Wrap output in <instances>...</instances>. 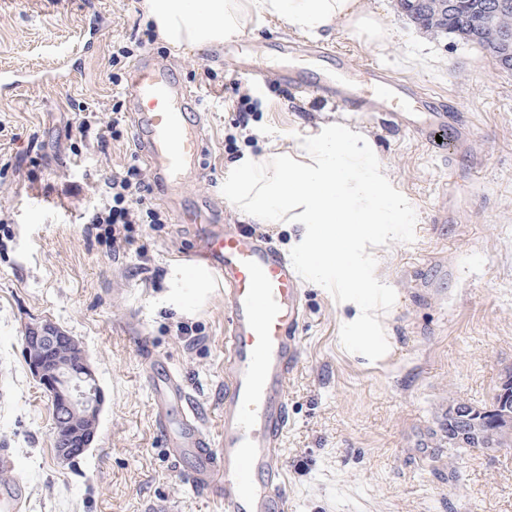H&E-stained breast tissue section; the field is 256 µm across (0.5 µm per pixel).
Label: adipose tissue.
Masks as SVG:
<instances>
[{"label":"adipose tissue","instance_id":"ef3b65f1","mask_svg":"<svg viewBox=\"0 0 512 512\" xmlns=\"http://www.w3.org/2000/svg\"><path fill=\"white\" fill-rule=\"evenodd\" d=\"M145 10L167 42L201 48L240 35L250 17L275 16L289 28L317 34L327 30L354 29L379 41L384 30L368 13L365 0H145ZM352 320L367 329L365 353L377 357L388 349L379 316L362 291L350 300Z\"/></svg>","mask_w":512,"mask_h":512}]
</instances>
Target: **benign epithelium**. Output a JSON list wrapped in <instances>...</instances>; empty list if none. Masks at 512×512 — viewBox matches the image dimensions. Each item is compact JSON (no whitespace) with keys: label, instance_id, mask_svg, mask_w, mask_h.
<instances>
[{"label":"benign epithelium","instance_id":"1","mask_svg":"<svg viewBox=\"0 0 512 512\" xmlns=\"http://www.w3.org/2000/svg\"><path fill=\"white\" fill-rule=\"evenodd\" d=\"M434 2L450 17L465 14L471 7L470 0H400L401 10L419 26ZM510 11L512 0H494L487 4L480 24L461 32L464 39L481 43L487 54L495 56L500 66L508 69L512 68V30L499 28L497 19ZM24 352L32 376L53 408L52 443L56 457L63 464H71L80 452L92 447L97 434L105 396L95 370L78 341L50 319L26 328ZM500 394V402L491 414L496 430L508 439L512 437V401H507L512 396V376L505 377ZM485 415L486 412L468 403L449 406L448 447L497 451L485 439Z\"/></svg>","mask_w":512,"mask_h":512}]
</instances>
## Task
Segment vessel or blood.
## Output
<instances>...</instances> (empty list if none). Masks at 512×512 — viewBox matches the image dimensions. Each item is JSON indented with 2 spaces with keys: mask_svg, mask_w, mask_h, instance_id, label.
Listing matches in <instances>:
<instances>
[{
  "mask_svg": "<svg viewBox=\"0 0 512 512\" xmlns=\"http://www.w3.org/2000/svg\"><path fill=\"white\" fill-rule=\"evenodd\" d=\"M368 88L349 83L342 102L349 111L406 112L402 81L365 68ZM284 82L304 96L330 93L331 85L301 81L285 71ZM125 94L138 132L137 155L168 193L201 168L204 115L196 92L181 84L164 61L142 59L133 67ZM412 126L428 144L449 139L451 117L432 110ZM182 224H208L203 247L182 255L187 274L206 270L224 285L228 336L224 364V440L214 453L198 409L189 402L179 375L163 368L152 381L157 429L166 448L195 459L192 487L223 491L224 512H284L279 463L287 428L285 395L297 364L293 342L300 315L301 279L291 260L251 234L209 222L198 210L178 216Z\"/></svg>",
  "mask_w": 512,
  "mask_h": 512,
  "instance_id": "obj_1",
  "label": "vessel or blood"
}]
</instances>
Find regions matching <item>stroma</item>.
<instances>
[{
	"mask_svg": "<svg viewBox=\"0 0 512 512\" xmlns=\"http://www.w3.org/2000/svg\"><path fill=\"white\" fill-rule=\"evenodd\" d=\"M365 4L384 42L300 33L266 17L198 49L158 38L136 46L149 26L144 0H0V70L28 75L0 90V156L14 162L0 174V448L13 454L7 478L23 492L22 512H218L184 479L194 459L164 447L149 388L150 361L167 363L219 436L224 286L170 289L179 254L201 234L177 212L213 208L289 254L304 225L261 221L221 187L242 154L267 162L297 152L300 137L333 123L364 136L415 209L416 237L373 250L377 278L397 294L383 314L384 358L358 355L348 303L303 284L282 442L286 512H512V448L486 454L440 437L449 405H491L512 373V70L475 44L417 28L397 0ZM117 43L133 49L118 65ZM318 46L331 57L316 56ZM148 54L168 58L197 92L207 151L176 199L149 196L164 221L136 225L140 257L89 237L82 222L136 138L101 145L77 126L89 112L111 119L134 60ZM372 63L457 112L447 149L385 113L356 114L279 79L289 69L332 76L341 65L359 80ZM247 66L265 79L233 77ZM43 319L80 342L105 394L95 441L70 465L55 456L51 405L23 355L26 327Z\"/></svg>",
	"mask_w": 512,
	"mask_h": 512,
	"instance_id": "35a3bbf8",
	"label": "stroma"
}]
</instances>
